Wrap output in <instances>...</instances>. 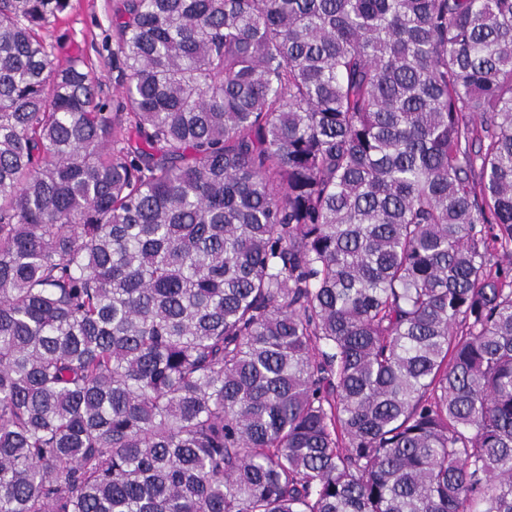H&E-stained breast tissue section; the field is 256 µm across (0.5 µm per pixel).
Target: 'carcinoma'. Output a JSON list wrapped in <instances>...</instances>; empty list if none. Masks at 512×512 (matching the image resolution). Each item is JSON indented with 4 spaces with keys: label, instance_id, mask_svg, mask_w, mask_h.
<instances>
[{
    "label": "carcinoma",
    "instance_id": "1",
    "mask_svg": "<svg viewBox=\"0 0 512 512\" xmlns=\"http://www.w3.org/2000/svg\"><path fill=\"white\" fill-rule=\"evenodd\" d=\"M0 0V512H512V0H115L121 95Z\"/></svg>",
    "mask_w": 512,
    "mask_h": 512
}]
</instances>
